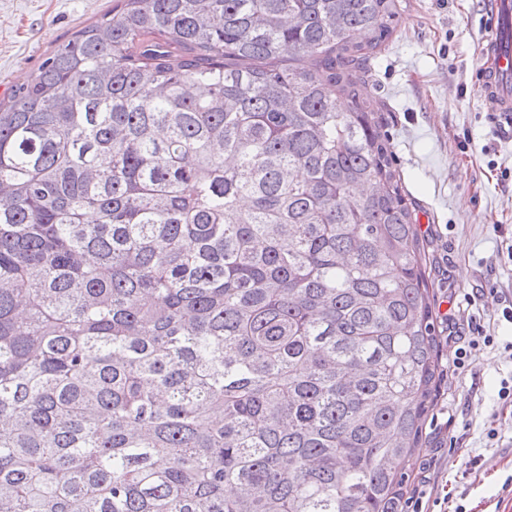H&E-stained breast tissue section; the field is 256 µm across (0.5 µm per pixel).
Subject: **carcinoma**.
I'll return each mask as SVG.
<instances>
[{"label": "carcinoma", "instance_id": "1", "mask_svg": "<svg viewBox=\"0 0 512 512\" xmlns=\"http://www.w3.org/2000/svg\"><path fill=\"white\" fill-rule=\"evenodd\" d=\"M399 0H115L0 101V512H403L440 375L356 74Z\"/></svg>", "mask_w": 512, "mask_h": 512}]
</instances>
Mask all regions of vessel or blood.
Returning <instances> with one entry per match:
<instances>
[{"instance_id": "obj_1", "label": "vessel or blood", "mask_w": 512, "mask_h": 512, "mask_svg": "<svg viewBox=\"0 0 512 512\" xmlns=\"http://www.w3.org/2000/svg\"><path fill=\"white\" fill-rule=\"evenodd\" d=\"M480 48L478 89L491 105V126L498 137L512 139V0H490Z\"/></svg>"}]
</instances>
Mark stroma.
I'll return each instance as SVG.
<instances>
[{
  "mask_svg": "<svg viewBox=\"0 0 512 512\" xmlns=\"http://www.w3.org/2000/svg\"><path fill=\"white\" fill-rule=\"evenodd\" d=\"M113 0H0V100ZM487 0H401L396 29L362 72L425 253L442 373L405 512H512V140L480 96ZM456 321V338L448 323ZM497 337L470 367L456 350Z\"/></svg>",
  "mask_w": 512,
  "mask_h": 512,
  "instance_id": "stroma-1",
  "label": "stroma"
}]
</instances>
